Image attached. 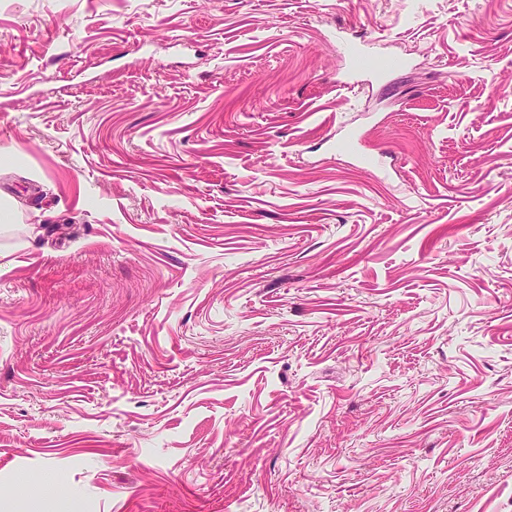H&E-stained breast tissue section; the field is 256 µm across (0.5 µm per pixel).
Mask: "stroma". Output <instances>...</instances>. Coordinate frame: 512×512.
I'll return each mask as SVG.
<instances>
[{
  "label": "stroma",
  "instance_id": "stroma-1",
  "mask_svg": "<svg viewBox=\"0 0 512 512\" xmlns=\"http://www.w3.org/2000/svg\"><path fill=\"white\" fill-rule=\"evenodd\" d=\"M0 196V512H512V0H0ZM355 67L357 70H367L373 74H384L386 71L399 68V63L392 58L367 52L356 60Z\"/></svg>",
  "mask_w": 512,
  "mask_h": 512
}]
</instances>
